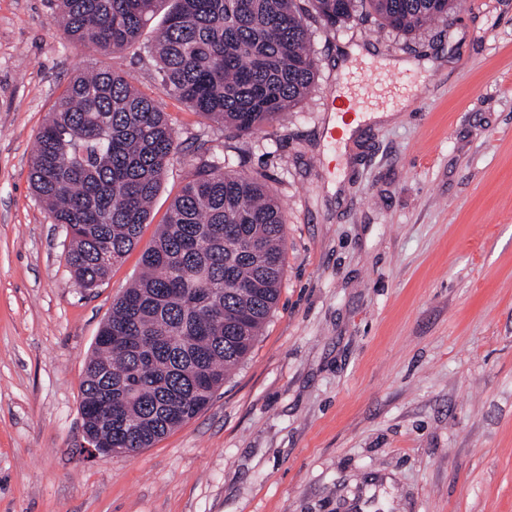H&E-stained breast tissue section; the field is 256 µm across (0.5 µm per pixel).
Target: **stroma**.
<instances>
[{
  "mask_svg": "<svg viewBox=\"0 0 512 512\" xmlns=\"http://www.w3.org/2000/svg\"><path fill=\"white\" fill-rule=\"evenodd\" d=\"M52 19V0H0V512H512V0H467L412 35L308 19L316 85L251 136L163 91L162 16L109 55ZM352 46L436 66L334 142ZM88 67L125 72L179 145L138 248L90 291L28 183L39 129ZM203 155L265 174L280 200L278 304L205 410L86 459L87 358Z\"/></svg>",
  "mask_w": 512,
  "mask_h": 512,
  "instance_id": "35a3bbf8",
  "label": "stroma"
}]
</instances>
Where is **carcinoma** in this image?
Instances as JSON below:
<instances>
[{
  "mask_svg": "<svg viewBox=\"0 0 512 512\" xmlns=\"http://www.w3.org/2000/svg\"><path fill=\"white\" fill-rule=\"evenodd\" d=\"M457 0H57L54 20L83 46H152L163 90L239 136L288 114L313 88L305 16L329 28L359 9L411 34ZM179 147L165 113L119 72L78 71L40 128L29 182L65 229L66 265L91 290L139 241ZM280 201L260 175L202 161L112 305L89 357L80 411L100 448L152 447L201 412L244 362L275 308L284 272Z\"/></svg>",
  "mask_w": 512,
  "mask_h": 512,
  "instance_id": "cac0c4a2",
  "label": "carcinoma"
}]
</instances>
